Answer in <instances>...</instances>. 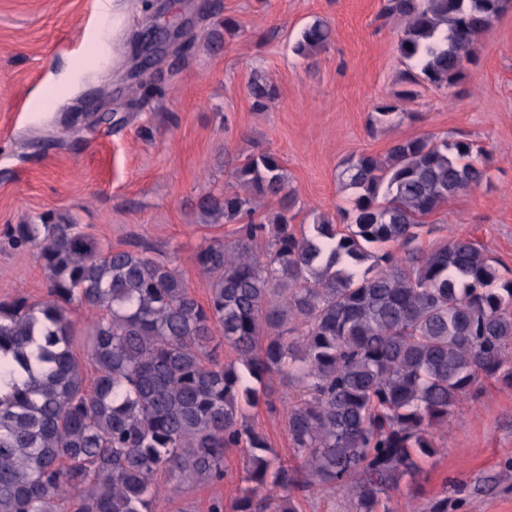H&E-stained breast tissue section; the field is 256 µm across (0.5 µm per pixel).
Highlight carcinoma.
<instances>
[{"label":"carcinoma","mask_w":512,"mask_h":512,"mask_svg":"<svg viewBox=\"0 0 512 512\" xmlns=\"http://www.w3.org/2000/svg\"><path fill=\"white\" fill-rule=\"evenodd\" d=\"M512 0H382L401 24L398 50L416 84L464 76L478 40ZM330 38L316 22L294 52ZM244 193L201 199L234 239L192 256L205 275L201 303L167 257L103 246L78 225L17 224V246L37 249L47 298L0 302V358L28 369L43 337L45 370L0 394V512H153L164 487L225 477L243 455L233 512H297V493L327 487L357 512H389L390 493L419 485L422 462L482 380L512 384V280L473 240L423 244V219L490 180L467 140H399L386 156L346 163L352 220L291 224L293 191L278 156L234 171ZM277 210L257 220L254 197ZM77 310L92 317L86 326ZM235 361L210 346L214 331ZM284 405V458L249 424L259 405Z\"/></svg>","instance_id":"1"}]
</instances>
